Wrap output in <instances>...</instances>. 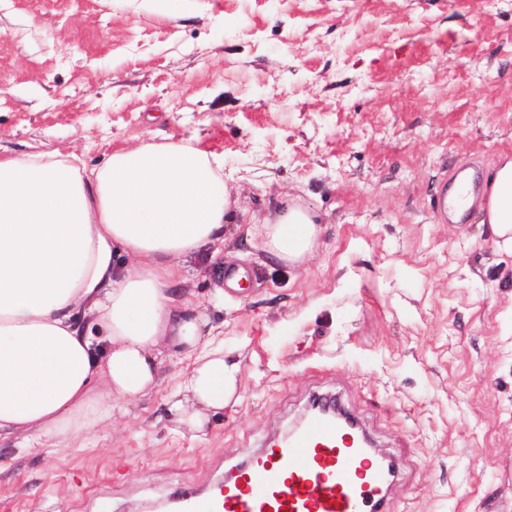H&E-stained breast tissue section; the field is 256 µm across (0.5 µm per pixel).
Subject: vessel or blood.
<instances>
[{
	"mask_svg": "<svg viewBox=\"0 0 512 512\" xmlns=\"http://www.w3.org/2000/svg\"><path fill=\"white\" fill-rule=\"evenodd\" d=\"M392 462L342 418L316 409L293 434L246 457L206 490L175 487L169 512H386Z\"/></svg>",
	"mask_w": 512,
	"mask_h": 512,
	"instance_id": "vessel-or-blood-1",
	"label": "vessel or blood"
}]
</instances>
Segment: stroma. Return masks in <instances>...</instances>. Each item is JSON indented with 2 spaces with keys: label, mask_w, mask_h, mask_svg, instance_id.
<instances>
[{
  "label": "stroma",
  "mask_w": 512,
  "mask_h": 512,
  "mask_svg": "<svg viewBox=\"0 0 512 512\" xmlns=\"http://www.w3.org/2000/svg\"><path fill=\"white\" fill-rule=\"evenodd\" d=\"M179 139L232 187L223 257L182 258L176 286L223 332L239 399L176 428L185 364L165 359L85 441L0 443V512H150L318 395L398 457L388 512H512V251L477 207L433 209L453 173L483 188L512 155V0H0L1 148L94 166ZM284 199L323 228L301 266L255 235Z\"/></svg>",
  "instance_id": "35a3bbf8"
}]
</instances>
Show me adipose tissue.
<instances>
[{"label":"adipose tissue","instance_id":"obj_1","mask_svg":"<svg viewBox=\"0 0 512 512\" xmlns=\"http://www.w3.org/2000/svg\"><path fill=\"white\" fill-rule=\"evenodd\" d=\"M479 209L511 244L512 157ZM231 215L223 156L189 141L120 149L92 168L0 154V443L85 439L117 403L159 388L169 353L187 363L165 399L178 424L203 429L234 401L239 364L175 287L179 259L223 245ZM319 235L312 213L284 202L260 247L296 266Z\"/></svg>","mask_w":512,"mask_h":512}]
</instances>
